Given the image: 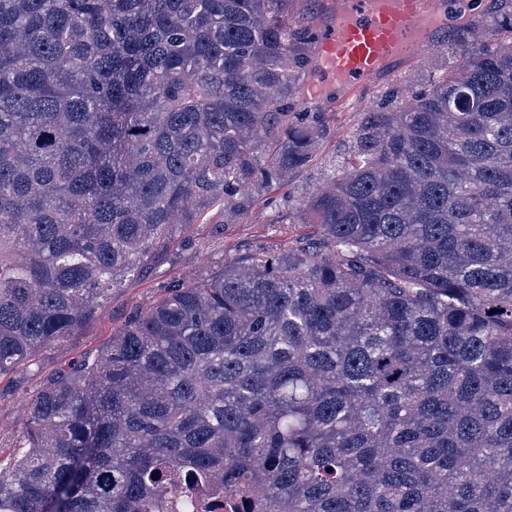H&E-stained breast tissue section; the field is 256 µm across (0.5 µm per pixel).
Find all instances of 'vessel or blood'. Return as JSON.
<instances>
[{"mask_svg":"<svg viewBox=\"0 0 512 512\" xmlns=\"http://www.w3.org/2000/svg\"><path fill=\"white\" fill-rule=\"evenodd\" d=\"M449 0H334L315 55L322 74L349 92L379 82L392 62L422 59L437 45Z\"/></svg>","mask_w":512,"mask_h":512,"instance_id":"b4317fda","label":"vessel or blood"}]
</instances>
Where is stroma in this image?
<instances>
[{
	"instance_id": "stroma-1",
	"label": "stroma",
	"mask_w": 512,
	"mask_h": 512,
	"mask_svg": "<svg viewBox=\"0 0 512 512\" xmlns=\"http://www.w3.org/2000/svg\"><path fill=\"white\" fill-rule=\"evenodd\" d=\"M460 50L456 41L438 46L424 59L401 66L345 102L337 97L335 86L326 87V98L317 109L326 120L329 135L318 149L317 161L291 176L288 194L277 195L271 204L254 203L235 224H223L220 214L213 212L204 223L180 225L164 257L126 277L107 293L95 319L65 343L50 346L43 352L39 359L41 370L48 372L82 355L96 353L133 311L149 304L168 283L196 279L223 263L243 259L258 250L278 254L318 246L320 229L304 223L297 211L299 202L340 176L349 137L365 112L378 108L389 92L408 86L421 88L442 78L457 66ZM37 382V377L21 371L0 376L2 465L11 462L14 446L24 430L19 400L32 391Z\"/></svg>"
}]
</instances>
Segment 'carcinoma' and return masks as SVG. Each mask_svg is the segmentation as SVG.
Wrapping results in <instances>:
<instances>
[{"mask_svg": "<svg viewBox=\"0 0 512 512\" xmlns=\"http://www.w3.org/2000/svg\"><path fill=\"white\" fill-rule=\"evenodd\" d=\"M299 0H0V376L316 160ZM312 251L175 281L23 400L0 512H512V11L366 113Z\"/></svg>", "mask_w": 512, "mask_h": 512, "instance_id": "1", "label": "carcinoma"}]
</instances>
